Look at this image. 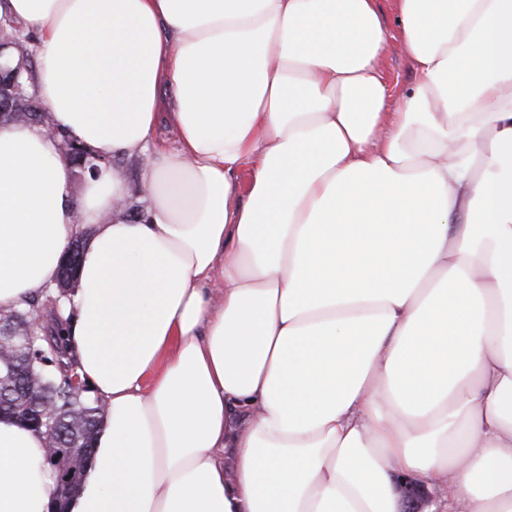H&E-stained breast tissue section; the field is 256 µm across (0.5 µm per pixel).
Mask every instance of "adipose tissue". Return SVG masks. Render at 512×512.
<instances>
[{"label": "adipose tissue", "instance_id": "adipose-tissue-1", "mask_svg": "<svg viewBox=\"0 0 512 512\" xmlns=\"http://www.w3.org/2000/svg\"><path fill=\"white\" fill-rule=\"evenodd\" d=\"M0 0L74 193L0 124V310L53 288L105 410L65 512H512V0ZM415 81L395 105L390 39ZM249 170L247 185L238 173ZM0 417V512H52ZM153 157L150 152L140 154L136 157L127 158L125 161L127 180L130 185V196L129 203L134 205L139 210L147 206V199L141 188L144 174L150 164L152 163ZM138 209L130 208L129 216L139 215L141 211ZM77 246L78 244H75L67 259L63 263H60V275L62 273V265L65 269V272L57 281L55 288L59 297L61 298L70 295L73 289L76 287L74 253L77 251ZM427 493V498L423 505V512L430 511V506L437 503L446 493L444 489L439 487L433 490L423 488ZM402 495L404 500L405 509L403 512H420L422 502L424 501V492L420 486L407 482L402 488Z\"/></svg>", "mask_w": 512, "mask_h": 512}]
</instances>
